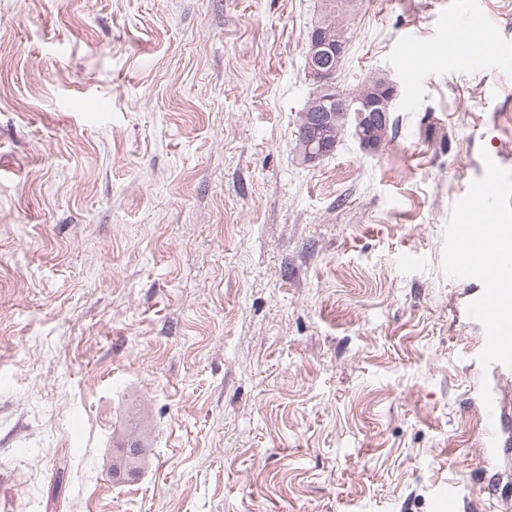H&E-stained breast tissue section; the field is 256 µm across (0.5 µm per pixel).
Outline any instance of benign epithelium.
<instances>
[{
  "label": "benign epithelium",
  "instance_id": "obj_1",
  "mask_svg": "<svg viewBox=\"0 0 512 512\" xmlns=\"http://www.w3.org/2000/svg\"><path fill=\"white\" fill-rule=\"evenodd\" d=\"M347 51V43L322 21L309 35L306 54V79L312 88L307 104L301 113L302 129L300 157L313 163L327 156L336 147L333 123L341 100H346L354 136L362 149L371 151L381 145L375 134L388 127V104L396 99V86L385 77L371 84H364L349 97L335 86L337 74ZM112 471L122 472L134 466L140 449L124 443L117 448Z\"/></svg>",
  "mask_w": 512,
  "mask_h": 512
}]
</instances>
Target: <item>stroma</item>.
<instances>
[{
    "label": "stroma",
    "instance_id": "1",
    "mask_svg": "<svg viewBox=\"0 0 512 512\" xmlns=\"http://www.w3.org/2000/svg\"><path fill=\"white\" fill-rule=\"evenodd\" d=\"M321 5L0 0V512H512L448 269L488 174L512 206V0H358L388 136L306 164Z\"/></svg>",
    "mask_w": 512,
    "mask_h": 512
}]
</instances>
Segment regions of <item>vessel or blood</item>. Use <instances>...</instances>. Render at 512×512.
Segmentation results:
<instances>
[{"label":"vessel or blood","mask_w":512,"mask_h":512,"mask_svg":"<svg viewBox=\"0 0 512 512\" xmlns=\"http://www.w3.org/2000/svg\"><path fill=\"white\" fill-rule=\"evenodd\" d=\"M497 190L494 178L468 200L476 224L454 228L456 250L450 269L460 282L470 285L469 318L479 330L468 348L473 361L489 367L498 378L512 381V224L502 223L488 208ZM506 413L496 389L481 390L478 418L486 455L506 454L511 442L503 439L500 424Z\"/></svg>","instance_id":"1"}]
</instances>
